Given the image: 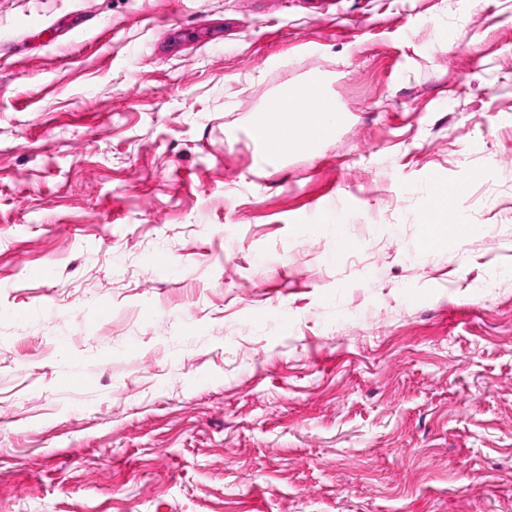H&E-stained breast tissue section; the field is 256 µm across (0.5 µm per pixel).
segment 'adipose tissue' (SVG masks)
I'll return each instance as SVG.
<instances>
[{
    "label": "adipose tissue",
    "instance_id": "1",
    "mask_svg": "<svg viewBox=\"0 0 512 512\" xmlns=\"http://www.w3.org/2000/svg\"><path fill=\"white\" fill-rule=\"evenodd\" d=\"M336 102L322 76L315 75L298 87L286 90L265 108L254 113L252 127L268 158L313 154L335 130ZM422 222L438 240L439 251H447L448 187L437 185L430 194Z\"/></svg>",
    "mask_w": 512,
    "mask_h": 512
}]
</instances>
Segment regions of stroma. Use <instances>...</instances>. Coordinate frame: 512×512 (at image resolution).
I'll return each mask as SVG.
<instances>
[{
    "instance_id": "35a3bbf8",
    "label": "stroma",
    "mask_w": 512,
    "mask_h": 512,
    "mask_svg": "<svg viewBox=\"0 0 512 512\" xmlns=\"http://www.w3.org/2000/svg\"><path fill=\"white\" fill-rule=\"evenodd\" d=\"M0 512H512V0H0ZM300 102H311V111L302 112ZM336 112L325 79L315 75L255 112L252 127L266 158L311 155L334 132ZM448 197L450 200L458 199L459 192H448L447 183L437 185L429 195L427 206L422 212L420 220L426 228L425 236L421 240V246L424 249L429 243V238H434L439 241V245L434 251L447 252L448 242H453L459 238L454 234L448 235ZM428 222L433 224L427 225Z\"/></svg>"
}]
</instances>
